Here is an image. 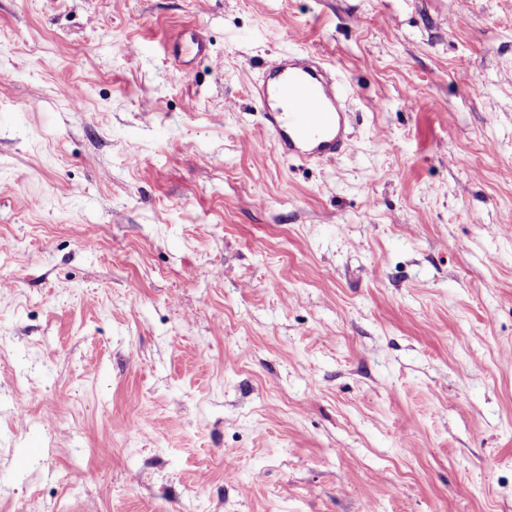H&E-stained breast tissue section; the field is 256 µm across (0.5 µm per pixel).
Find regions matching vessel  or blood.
<instances>
[{"mask_svg":"<svg viewBox=\"0 0 512 512\" xmlns=\"http://www.w3.org/2000/svg\"><path fill=\"white\" fill-rule=\"evenodd\" d=\"M280 154L333 161L348 150L350 114L334 65L316 54L281 59L250 88Z\"/></svg>","mask_w":512,"mask_h":512,"instance_id":"1","label":"vessel or blood"}]
</instances>
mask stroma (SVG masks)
Wrapping results in <instances>:
<instances>
[{
  "instance_id": "obj_1",
  "label": "stroma",
  "mask_w": 512,
  "mask_h": 512,
  "mask_svg": "<svg viewBox=\"0 0 512 512\" xmlns=\"http://www.w3.org/2000/svg\"><path fill=\"white\" fill-rule=\"evenodd\" d=\"M0 73V512H512V0H0ZM250 95L264 111L280 154L319 162L347 153L350 112L335 66L316 54L281 59L251 86Z\"/></svg>"
}]
</instances>
